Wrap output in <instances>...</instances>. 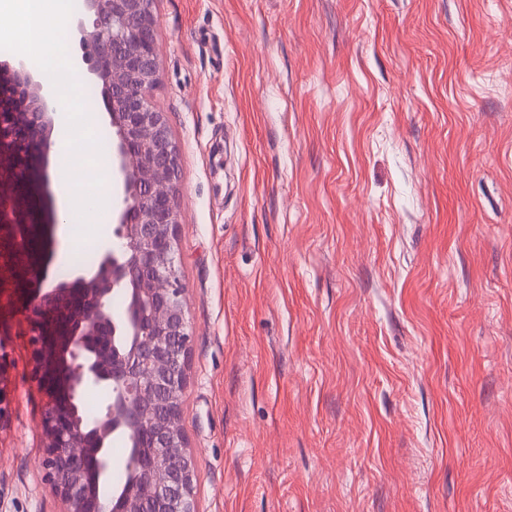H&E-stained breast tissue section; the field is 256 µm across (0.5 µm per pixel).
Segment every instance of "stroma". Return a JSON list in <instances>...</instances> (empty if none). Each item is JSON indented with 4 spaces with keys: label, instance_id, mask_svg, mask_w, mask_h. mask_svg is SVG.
I'll use <instances>...</instances> for the list:
<instances>
[{
    "label": "stroma",
    "instance_id": "1",
    "mask_svg": "<svg viewBox=\"0 0 512 512\" xmlns=\"http://www.w3.org/2000/svg\"><path fill=\"white\" fill-rule=\"evenodd\" d=\"M151 10L199 512H512V0ZM28 339L0 278V512H64Z\"/></svg>",
    "mask_w": 512,
    "mask_h": 512
}]
</instances>
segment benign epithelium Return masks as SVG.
<instances>
[{
	"instance_id": "benign-epithelium-1",
	"label": "benign epithelium",
	"mask_w": 512,
	"mask_h": 512,
	"mask_svg": "<svg viewBox=\"0 0 512 512\" xmlns=\"http://www.w3.org/2000/svg\"><path fill=\"white\" fill-rule=\"evenodd\" d=\"M83 5L86 17L76 25L81 62L89 81L101 86L115 130L112 167L122 206L91 277L31 290L44 269L16 276L15 288L26 294L31 355L45 397L42 465L65 512H196L195 460L181 426L190 334L177 275L179 154L165 113L149 97L157 81L159 23L150 0ZM13 112L33 124L40 151L29 148L27 131L6 121ZM53 112L50 87L25 68L0 75V177L19 172L37 195ZM13 212V223L27 224L21 199ZM50 228L29 225L44 254ZM117 293L126 299L121 315L112 309ZM98 385L112 397L105 413L89 420L79 396ZM118 430L131 442L125 470L133 479L105 509L99 485L112 475L109 443Z\"/></svg>"
}]
</instances>
